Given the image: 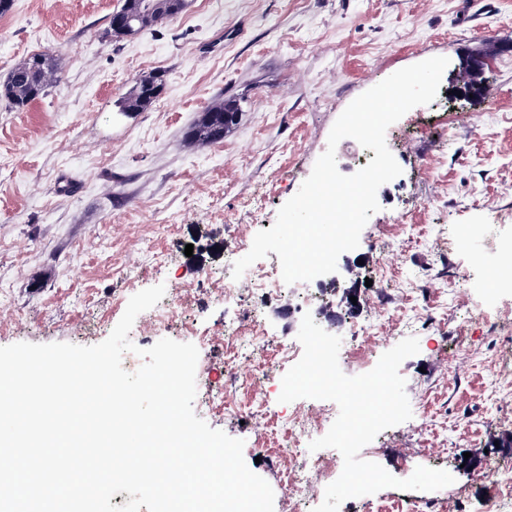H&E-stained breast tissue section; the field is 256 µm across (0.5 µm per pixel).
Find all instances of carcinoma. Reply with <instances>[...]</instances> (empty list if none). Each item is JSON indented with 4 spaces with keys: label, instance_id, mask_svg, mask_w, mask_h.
<instances>
[{
    "label": "carcinoma",
    "instance_id": "cac0c4a2",
    "mask_svg": "<svg viewBox=\"0 0 512 512\" xmlns=\"http://www.w3.org/2000/svg\"><path fill=\"white\" fill-rule=\"evenodd\" d=\"M152 9L143 14L141 0H124L121 11L136 19V29L141 32L159 22L181 13L178 0H151ZM58 82L57 69L51 58L35 53L11 70L0 84V100L9 107L22 109L36 99L48 94ZM164 82V74L153 73L140 79L123 98L126 112H140L158 98ZM238 106L232 99H218L205 109L186 135L191 143L209 144L219 140L218 132H227L236 124Z\"/></svg>",
    "mask_w": 512,
    "mask_h": 512
}]
</instances>
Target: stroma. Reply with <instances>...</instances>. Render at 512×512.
Segmentation results:
<instances>
[{
    "label": "stroma",
    "mask_w": 512,
    "mask_h": 512,
    "mask_svg": "<svg viewBox=\"0 0 512 512\" xmlns=\"http://www.w3.org/2000/svg\"><path fill=\"white\" fill-rule=\"evenodd\" d=\"M122 3L12 0L0 15V82L35 53L50 54L59 77L23 110L0 103V346L98 344L132 295L161 284L183 300L166 338L206 339L196 403L215 392L260 398L257 361L296 341L289 307L301 288L262 304L269 340L239 352L224 328L258 291L243 286L228 302L223 281L204 273L223 272L275 222L356 97L447 57L435 100L386 135L403 173L379 188L358 248L323 276L317 321L350 341L370 290H389L373 337L339 360L360 375L404 338L419 341L399 368L412 417L376 436L373 460L399 479L420 466L448 471L453 484L415 499L483 512L487 474L512 469V376L488 354L512 336V279H488L512 246V0H189L157 27L102 39ZM479 50L492 56L482 93L456 99L458 70ZM159 70L160 97L123 111L135 82ZM221 97L236 100L237 124L220 142L189 143ZM460 272L463 287H449ZM206 422L243 440L274 512H295L280 479L298 461L281 438L229 409Z\"/></svg>",
    "instance_id": "1"
}]
</instances>
